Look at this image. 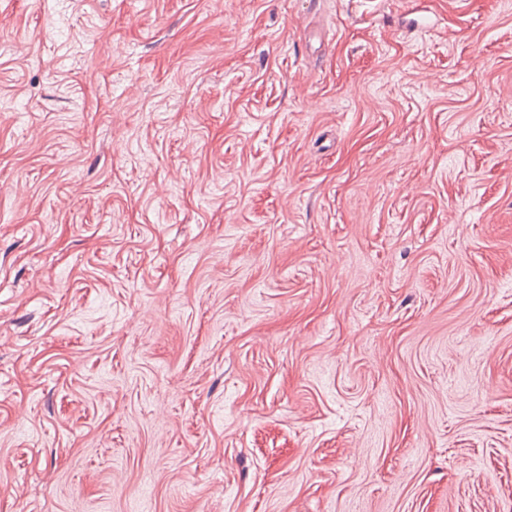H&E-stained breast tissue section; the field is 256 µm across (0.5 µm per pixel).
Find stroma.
<instances>
[{
	"label": "stroma",
	"mask_w": 512,
	"mask_h": 512,
	"mask_svg": "<svg viewBox=\"0 0 512 512\" xmlns=\"http://www.w3.org/2000/svg\"><path fill=\"white\" fill-rule=\"evenodd\" d=\"M0 0V512H512V0Z\"/></svg>",
	"instance_id": "1"
}]
</instances>
